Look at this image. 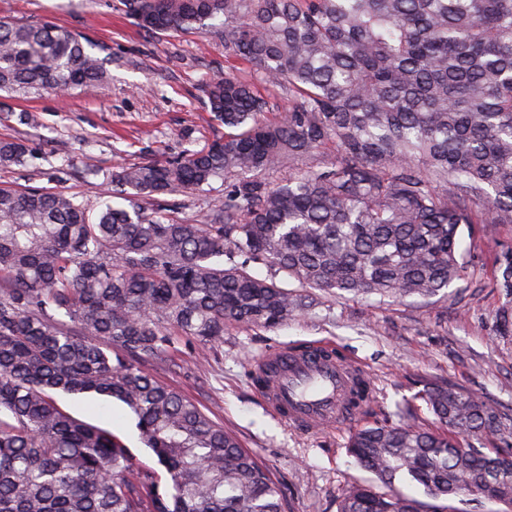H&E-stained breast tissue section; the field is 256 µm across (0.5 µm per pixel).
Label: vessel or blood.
Instances as JSON below:
<instances>
[{"label": "vessel or blood", "mask_w": 512, "mask_h": 512, "mask_svg": "<svg viewBox=\"0 0 512 512\" xmlns=\"http://www.w3.org/2000/svg\"><path fill=\"white\" fill-rule=\"evenodd\" d=\"M334 350L333 344L318 342L304 357L288 347L271 352L277 362L274 373H265L261 360L252 368L257 399L284 423L307 432L351 421L344 409L347 399L370 400L374 388L362 365L336 360Z\"/></svg>", "instance_id": "1"}]
</instances>
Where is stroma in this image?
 Returning <instances> with one entry per match:
<instances>
[{"label":"stroma","instance_id":"35a3bbf8","mask_svg":"<svg viewBox=\"0 0 512 512\" xmlns=\"http://www.w3.org/2000/svg\"><path fill=\"white\" fill-rule=\"evenodd\" d=\"M0 19L49 20L81 34L101 47L111 75L94 96H0V136H24L42 155L35 166L0 170V185L63 190L93 209L119 167L165 161L223 138L224 125L203 96L227 70L223 38L145 32L120 0H0ZM26 112L34 117L28 125L19 121ZM60 141L72 146L71 155H55ZM460 250L465 274L438 295L383 299L315 289L312 303L284 326L228 325L223 344L182 343L147 367L237 436L268 470L288 512H337L348 485L385 489L349 454L350 434L368 423H399L410 404L419 422L431 424L417 397L424 381L488 400L499 411L503 441L512 442V293L498 285L499 262L512 253V223L462 225ZM315 341L336 345L374 383L371 402L355 420L324 433L283 424L255 399L248 377L251 358ZM56 401L123 439L138 468H157L120 401L64 394Z\"/></svg>","mask_w":512,"mask_h":512}]
</instances>
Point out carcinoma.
<instances>
[{"label":"carcinoma","mask_w":512,"mask_h":512,"mask_svg":"<svg viewBox=\"0 0 512 512\" xmlns=\"http://www.w3.org/2000/svg\"><path fill=\"white\" fill-rule=\"evenodd\" d=\"M122 6L149 33L223 36L249 78L205 87L224 139L113 171L94 217L64 191L0 186V512H286L236 437L145 362L182 340L221 343L227 324L285 325L303 308L290 280L402 298L462 279L461 225L512 223V0ZM108 79L85 37L0 20V92L94 93ZM260 85L288 91V111ZM33 159L25 140L0 138L1 169ZM218 180L224 199L203 217L169 218L172 196ZM54 392L125 404L166 476L133 469L119 437ZM420 398L438 428L376 422L348 448L430 501L357 485L338 512H455L467 495L512 512V445L458 440L496 433L497 410L438 383Z\"/></svg>","instance_id":"1"}]
</instances>
